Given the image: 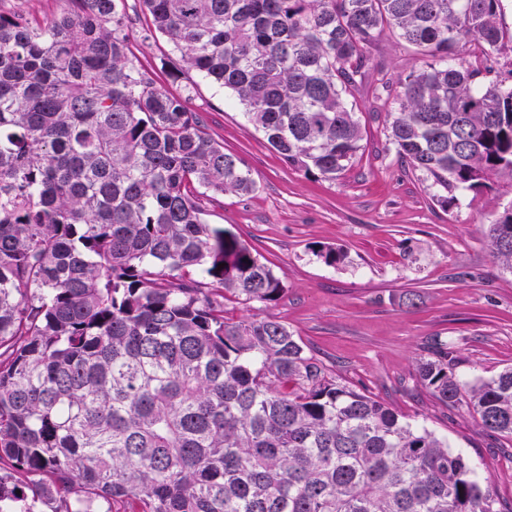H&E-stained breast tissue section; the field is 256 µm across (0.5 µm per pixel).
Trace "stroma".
Returning <instances> with one entry per match:
<instances>
[{
  "mask_svg": "<svg viewBox=\"0 0 512 512\" xmlns=\"http://www.w3.org/2000/svg\"><path fill=\"white\" fill-rule=\"evenodd\" d=\"M145 28L135 18V55L171 93L191 88L189 103L205 116L208 134L243 160L257 184L251 195L206 204V219L251 247L285 292L267 306L225 302L226 316H274L337 377L447 436L512 502V440L487 435L467 404L443 405L416 372L432 339L448 343L454 373L468 382L512 364V275L500 270L489 237L491 219L512 206V177L438 206L429 181L405 170L389 144L391 105L376 97L369 78L356 93V161L333 180L305 174L279 158L229 92L193 70L170 81L181 63L165 37ZM368 57L370 68L382 65L395 76L421 63L416 49L390 32ZM320 246L341 249L343 262L326 265L314 253ZM409 291L420 294L419 308L403 305Z\"/></svg>",
  "mask_w": 512,
  "mask_h": 512,
  "instance_id": "obj_1",
  "label": "stroma"
}]
</instances>
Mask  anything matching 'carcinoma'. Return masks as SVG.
Listing matches in <instances>:
<instances>
[{"label": "carcinoma", "mask_w": 512, "mask_h": 512, "mask_svg": "<svg viewBox=\"0 0 512 512\" xmlns=\"http://www.w3.org/2000/svg\"><path fill=\"white\" fill-rule=\"evenodd\" d=\"M0 12V503L14 512H512L424 424L341 382L287 325L224 316L284 285L202 199L256 190L131 48L119 0ZM147 31L230 90L282 161L325 180L361 149L355 92L386 31L387 139L438 188L512 175L503 0H139ZM512 274V206L491 223ZM223 268H218V265ZM422 386L512 438V367L474 384L434 341Z\"/></svg>", "instance_id": "carcinoma-1"}]
</instances>
